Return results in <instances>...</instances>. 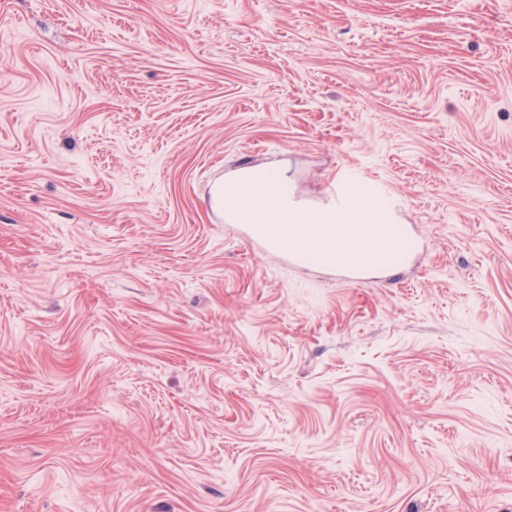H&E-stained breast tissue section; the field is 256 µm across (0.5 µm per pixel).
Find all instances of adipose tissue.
<instances>
[{"label":"adipose tissue","instance_id":"adipose-tissue-1","mask_svg":"<svg viewBox=\"0 0 512 512\" xmlns=\"http://www.w3.org/2000/svg\"><path fill=\"white\" fill-rule=\"evenodd\" d=\"M363 197L370 203L351 212L346 221L355 228L358 237L368 242L367 253L377 257L392 242L389 205L385 198L376 197L374 189L362 188ZM224 204L238 210L253 224H311L322 223V216L289 206L288 185L271 170L251 172L246 178L232 177L224 183Z\"/></svg>","mask_w":512,"mask_h":512}]
</instances>
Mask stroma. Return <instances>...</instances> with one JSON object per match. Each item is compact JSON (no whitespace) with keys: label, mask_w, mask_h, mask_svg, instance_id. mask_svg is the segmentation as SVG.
Instances as JSON below:
<instances>
[{"label":"stroma","mask_w":512,"mask_h":512,"mask_svg":"<svg viewBox=\"0 0 512 512\" xmlns=\"http://www.w3.org/2000/svg\"><path fill=\"white\" fill-rule=\"evenodd\" d=\"M244 162L425 251L253 253ZM0 512H512V0H0ZM361 195L365 198L374 196L376 202L349 213L343 221L354 225L356 235L371 243L367 254L378 257L392 244L389 205L385 198L378 196L376 189L363 187ZM401 204H394L395 224H399V232L402 237L410 240L412 245L408 249L399 251L400 262L397 265L386 263L379 264L378 261L370 259H360L353 257L350 259L337 261L336 269L342 273L343 280L358 284L368 281H377L387 278L389 273L395 268H402L411 263L419 254V244L416 237V230L413 225L406 224V211Z\"/></svg>","instance_id":"stroma-1"}]
</instances>
